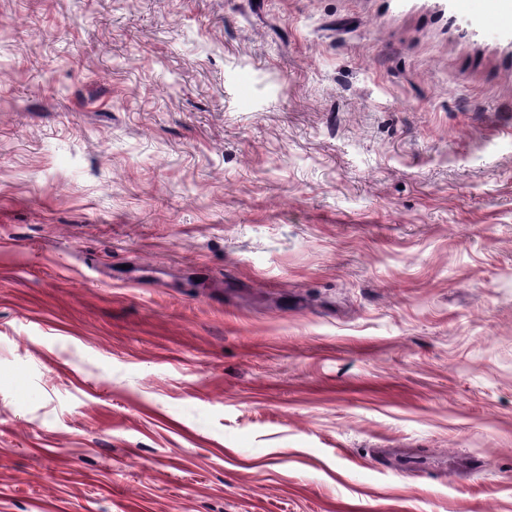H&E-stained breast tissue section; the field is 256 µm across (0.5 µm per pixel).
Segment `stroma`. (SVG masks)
Segmentation results:
<instances>
[{"label": "stroma", "instance_id": "obj_1", "mask_svg": "<svg viewBox=\"0 0 512 512\" xmlns=\"http://www.w3.org/2000/svg\"><path fill=\"white\" fill-rule=\"evenodd\" d=\"M0 512H512L489 0H0Z\"/></svg>", "mask_w": 512, "mask_h": 512}]
</instances>
